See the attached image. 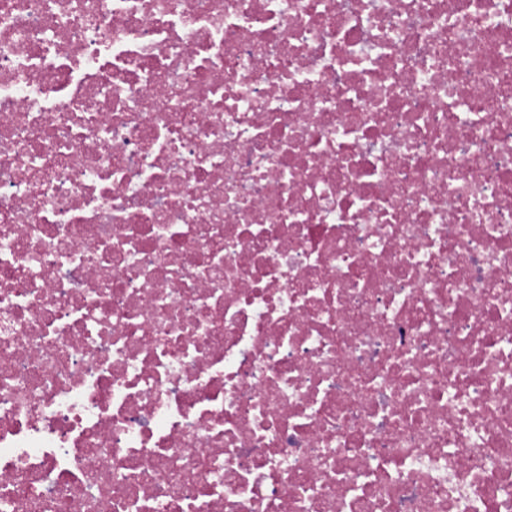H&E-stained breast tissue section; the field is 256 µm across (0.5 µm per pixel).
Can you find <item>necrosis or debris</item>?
Returning a JSON list of instances; mask_svg holds the SVG:
<instances>
[{"label":"necrosis or debris","instance_id":"obj_1","mask_svg":"<svg viewBox=\"0 0 512 512\" xmlns=\"http://www.w3.org/2000/svg\"><path fill=\"white\" fill-rule=\"evenodd\" d=\"M0 512H512V0H0Z\"/></svg>","mask_w":512,"mask_h":512}]
</instances>
